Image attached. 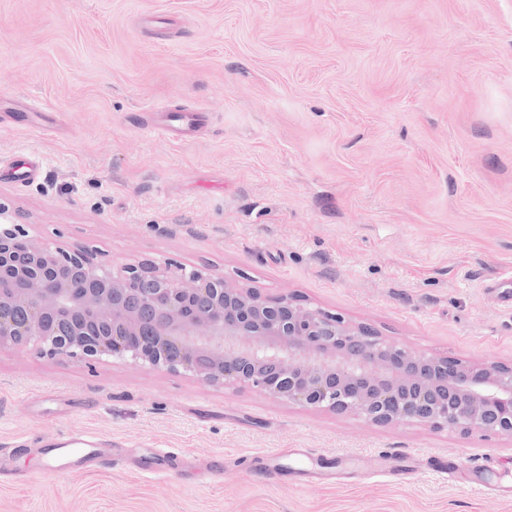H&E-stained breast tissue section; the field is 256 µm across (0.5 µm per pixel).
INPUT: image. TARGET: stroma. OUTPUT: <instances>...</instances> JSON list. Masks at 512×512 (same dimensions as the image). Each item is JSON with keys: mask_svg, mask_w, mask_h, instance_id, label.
Listing matches in <instances>:
<instances>
[{"mask_svg": "<svg viewBox=\"0 0 512 512\" xmlns=\"http://www.w3.org/2000/svg\"><path fill=\"white\" fill-rule=\"evenodd\" d=\"M0 207L31 235L223 274L414 350L512 360V0H0ZM56 117L19 122L28 100ZM205 108L192 140L162 110ZM108 443L52 469L39 439ZM298 448L335 458L297 485ZM411 452L407 482L368 475ZM452 458L442 481L429 457ZM223 458L221 468L202 464ZM0 512H512V441L374 426L110 359L0 351Z\"/></svg>", "mask_w": 512, "mask_h": 512, "instance_id": "stroma-1", "label": "stroma"}]
</instances>
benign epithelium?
<instances>
[{
	"mask_svg": "<svg viewBox=\"0 0 512 512\" xmlns=\"http://www.w3.org/2000/svg\"><path fill=\"white\" fill-rule=\"evenodd\" d=\"M131 360L372 425L512 440V362L426 354L222 274L29 235L0 208V350Z\"/></svg>",
	"mask_w": 512,
	"mask_h": 512,
	"instance_id": "benign-epithelium-1",
	"label": "benign epithelium"
}]
</instances>
